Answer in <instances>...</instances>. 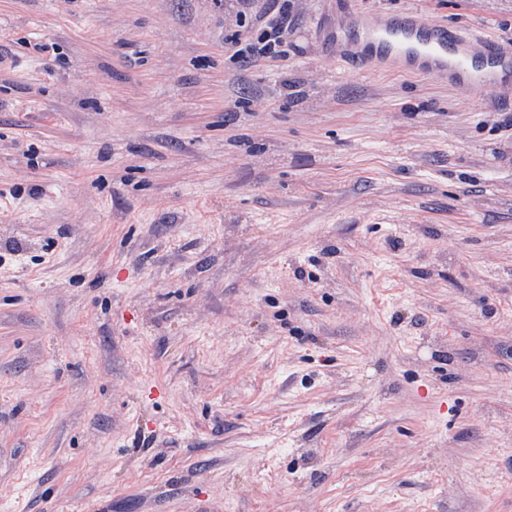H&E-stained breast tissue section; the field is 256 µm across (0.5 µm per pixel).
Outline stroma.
I'll list each match as a JSON object with an SVG mask.
<instances>
[{"label":"stroma","mask_w":512,"mask_h":512,"mask_svg":"<svg viewBox=\"0 0 512 512\" xmlns=\"http://www.w3.org/2000/svg\"><path fill=\"white\" fill-rule=\"evenodd\" d=\"M324 10L0 0V512H512V107ZM236 27L228 36L242 61L278 59L288 55V33L295 24L298 0H236Z\"/></svg>","instance_id":"35a3bbf8"}]
</instances>
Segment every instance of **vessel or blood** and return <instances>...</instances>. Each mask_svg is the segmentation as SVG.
Masks as SVG:
<instances>
[{
    "mask_svg": "<svg viewBox=\"0 0 512 512\" xmlns=\"http://www.w3.org/2000/svg\"><path fill=\"white\" fill-rule=\"evenodd\" d=\"M317 37L325 55L357 71L432 78L492 108L512 104V42L477 27L330 0Z\"/></svg>",
    "mask_w": 512,
    "mask_h": 512,
    "instance_id": "b4317fda",
    "label": "vessel or blood"
}]
</instances>
